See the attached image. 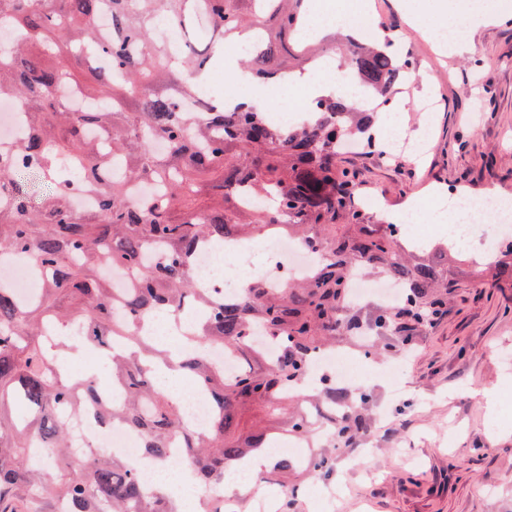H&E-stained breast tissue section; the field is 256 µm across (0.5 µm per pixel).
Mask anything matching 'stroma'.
Masks as SVG:
<instances>
[{"label": "stroma", "mask_w": 512, "mask_h": 512, "mask_svg": "<svg viewBox=\"0 0 512 512\" xmlns=\"http://www.w3.org/2000/svg\"><path fill=\"white\" fill-rule=\"evenodd\" d=\"M364 17L411 57L416 80L400 124L413 139L428 133L429 143L420 160L345 154L362 193L378 196L387 214L435 186L474 196L492 187L512 198V25L478 29L467 53L448 57L396 0H367ZM428 98L435 108L426 116L416 104ZM410 347L376 352L378 363L400 362L402 391L367 382V434L333 448L332 471L296 476L298 512H320L330 491L334 512H512V415L502 401L512 368L499 357L512 348V288L462 281Z\"/></svg>", "instance_id": "stroma-1"}]
</instances>
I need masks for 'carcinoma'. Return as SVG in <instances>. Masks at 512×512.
<instances>
[{
	"instance_id": "1",
	"label": "carcinoma",
	"mask_w": 512,
	"mask_h": 512,
	"mask_svg": "<svg viewBox=\"0 0 512 512\" xmlns=\"http://www.w3.org/2000/svg\"><path fill=\"white\" fill-rule=\"evenodd\" d=\"M305 0H0V99L26 113L28 129L0 142V251L41 268L45 285L27 307L0 288V512H177L172 499L147 487L116 457L78 453L65 411L98 406L102 423L137 432L150 460L176 461L205 488L224 482L227 467L274 443L247 414L287 410L314 352L361 324L403 344L443 314L456 272L436 255L438 243L413 249L396 224L357 200V175L339 165L344 143L367 142L373 104L397 93L411 62L397 59L366 33L351 30L331 46L300 36ZM108 13L110 33L98 29ZM185 33V55L169 60L156 34L158 15ZM246 34V67L262 80L312 69L334 53L363 92L316 97L301 125L274 124L265 109L211 99L198 115L182 102L194 96L224 38ZM95 197L78 212L71 184ZM248 190L264 204L246 207ZM291 235L320 253L306 278L272 288L254 279L228 303L196 288L189 265L208 243L245 237L247 229ZM134 273L136 287L116 299L104 270ZM381 273L402 284L403 299L362 321L345 307L352 277ZM469 273L512 288V245L488 267ZM208 308L202 332L188 337L178 368L207 388L215 407L210 431L182 426L177 403L158 392V364L173 366L143 335L158 311ZM81 324L79 343L112 361V383L125 390L118 406L99 404L95 378L63 371L44 331L49 323ZM219 346L238 364L228 379L206 354ZM320 394L344 408L335 442L367 433L351 391L330 379ZM288 457L276 458L262 481L288 487Z\"/></svg>"
}]
</instances>
